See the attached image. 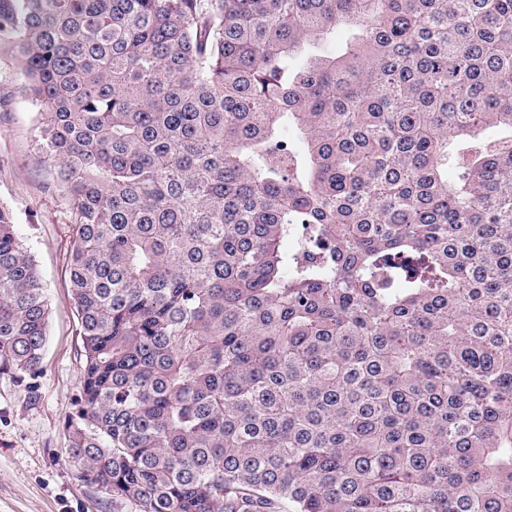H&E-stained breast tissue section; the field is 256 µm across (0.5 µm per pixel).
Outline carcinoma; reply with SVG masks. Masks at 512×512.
<instances>
[{
    "instance_id": "obj_1",
    "label": "carcinoma",
    "mask_w": 512,
    "mask_h": 512,
    "mask_svg": "<svg viewBox=\"0 0 512 512\" xmlns=\"http://www.w3.org/2000/svg\"><path fill=\"white\" fill-rule=\"evenodd\" d=\"M0 35L76 216L83 481L512 512V0H0ZM47 320L0 209V370Z\"/></svg>"
}]
</instances>
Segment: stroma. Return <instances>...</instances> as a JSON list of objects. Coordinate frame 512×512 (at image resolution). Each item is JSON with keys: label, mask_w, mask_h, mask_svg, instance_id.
Returning a JSON list of instances; mask_svg holds the SVG:
<instances>
[{"label": "stroma", "mask_w": 512, "mask_h": 512, "mask_svg": "<svg viewBox=\"0 0 512 512\" xmlns=\"http://www.w3.org/2000/svg\"><path fill=\"white\" fill-rule=\"evenodd\" d=\"M21 59L0 37V209L33 256L49 307L42 369L34 381L0 372V512H139L81 481L68 461L64 420L84 357L69 288L74 215L37 147V112L19 92Z\"/></svg>", "instance_id": "35a3bbf8"}]
</instances>
